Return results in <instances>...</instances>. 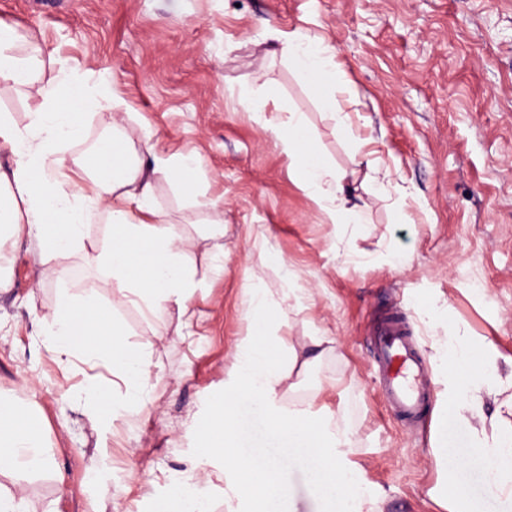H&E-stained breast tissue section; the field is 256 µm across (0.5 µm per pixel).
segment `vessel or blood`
I'll list each match as a JSON object with an SVG mask.
<instances>
[{"instance_id": "1", "label": "vessel or blood", "mask_w": 512, "mask_h": 512, "mask_svg": "<svg viewBox=\"0 0 512 512\" xmlns=\"http://www.w3.org/2000/svg\"><path fill=\"white\" fill-rule=\"evenodd\" d=\"M374 355L387 406L400 418L417 417L428 400L430 372L401 318L390 316L381 322L375 333Z\"/></svg>"}]
</instances>
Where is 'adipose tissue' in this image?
I'll list each match as a JSON object with an SVG mask.
<instances>
[{
	"instance_id": "1",
	"label": "adipose tissue",
	"mask_w": 512,
	"mask_h": 512,
	"mask_svg": "<svg viewBox=\"0 0 512 512\" xmlns=\"http://www.w3.org/2000/svg\"><path fill=\"white\" fill-rule=\"evenodd\" d=\"M282 52L323 107L335 111L333 47L292 34ZM23 87L36 88L38 95L28 124L18 126L9 113H0V152L13 157L12 164L0 165V235L33 234L43 254L64 255L82 241L93 214L105 212L107 232L97 247V260L106 272L105 287L129 292L148 312H159L172 302L180 315H188L195 286L186 263L190 241L157 209L154 179H174L184 196L193 197L190 174L200 169V157L194 153L162 156L151 134L137 138L123 129L117 140L101 143L91 158L79 160L89 187L67 195L56 175L47 172V158L59 144L83 140L81 116L87 109L117 108L123 100L116 94L97 95L93 87L63 71L47 77L37 43L0 22V95ZM305 124L303 113L292 112L287 124L275 123L271 129L282 135L289 155L299 159L302 183L312 195L321 196L325 188H332L336 215L347 224L366 223L365 210L348 203V172L321 159L304 131ZM145 154L151 156V165L142 162ZM245 304L254 318L237 347L224 398L216 406L213 421L218 433L209 457L223 460L228 488L234 498L248 502V512H292L276 463L251 446L256 431L249 422L259 418L280 455L305 460L321 496V512H365L370 499L359 486L358 472L339 462L341 449L353 445L352 432L342 428L327 409L311 412L278 406L279 388L291 377L299 353L289 348L287 362L273 365L267 342L268 296L263 290H250ZM42 320L51 338L50 349L60 357L71 356L83 342L111 339L112 366L124 381L129 399L140 400L150 373L141 347L124 343V327L110 307L76 306L65 295ZM435 351L438 360L450 364L448 379L454 394L448 400V412L472 424L470 453L489 463L502 512H512V373L499 378L496 366H482L480 357L454 335L439 338ZM487 393L499 398L490 416L484 411ZM488 422L494 424L493 432H486ZM431 448L448 465L450 478L440 491L448 512H470L454 479L462 462L448 448L447 431L433 437ZM4 463L33 470L47 463L36 418L17 401L0 400V464Z\"/></svg>"
}]
</instances>
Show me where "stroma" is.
I'll return each instance as SVG.
<instances>
[{
    "mask_svg": "<svg viewBox=\"0 0 512 512\" xmlns=\"http://www.w3.org/2000/svg\"><path fill=\"white\" fill-rule=\"evenodd\" d=\"M0 22L36 36L47 73L66 68L97 91H119L126 126L152 133L160 154L194 151L202 199H223L224 236L199 226L205 208L157 178L155 201L192 240L198 286L192 318L176 305L156 314L103 285L96 247L105 214L82 244L43 260L29 237L0 239L9 285L0 288V396L38 416L51 461L39 471L0 468V490L26 512H157L183 478L210 512H227L224 465L198 474L200 450L231 377L250 316L247 289L298 305L274 308L268 338L280 350L312 336L338 340L282 388L279 402L328 406L354 434L346 454L377 512H443L444 466L429 438L448 430L466 459L459 475L474 512H501L484 461L468 456L469 426L443 410L446 365L434 341L461 336L487 363L512 359V0H0ZM336 52L346 126L324 111L280 52L291 33ZM267 99L264 112L242 98ZM306 117L327 164L355 169L351 200L365 224L333 223L325 200L302 185L298 165L267 129ZM112 111L89 110L83 141L65 160L113 135ZM369 156L390 169L402 194L379 197ZM404 255L408 265L397 266ZM62 276L42 277L44 265ZM111 304L129 343L143 346L152 377L139 405L111 363L76 350L57 358L38 322L61 294L86 291ZM402 318L429 362L434 389L414 421L387 409L371 340L381 317ZM281 479L294 512H319L304 465Z\"/></svg>",
    "mask_w": 512,
    "mask_h": 512,
    "instance_id": "obj_1",
    "label": "stroma"
}]
</instances>
